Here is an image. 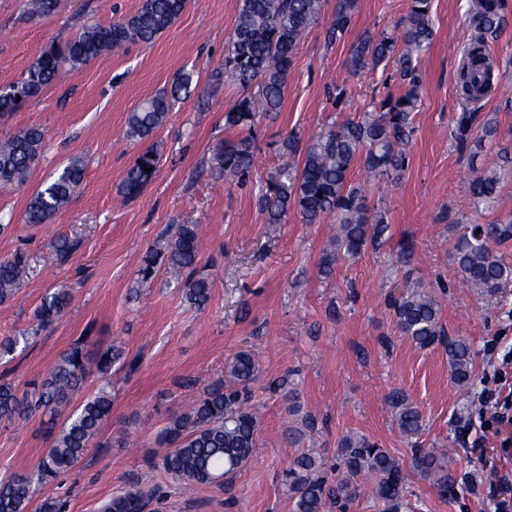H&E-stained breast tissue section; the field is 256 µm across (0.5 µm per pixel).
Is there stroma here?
<instances>
[{
    "label": "stroma",
    "mask_w": 512,
    "mask_h": 512,
    "mask_svg": "<svg viewBox=\"0 0 512 512\" xmlns=\"http://www.w3.org/2000/svg\"><path fill=\"white\" fill-rule=\"evenodd\" d=\"M143 0H66L59 13L26 14L23 0H0V85L18 80L44 49L74 37L83 25H106L135 12ZM336 0L297 51L280 112L255 129L253 174L243 186L216 172L214 148L233 139L224 114L242 95L214 68L232 34L238 0H187L177 21L153 44H130L77 67L30 106L0 116V134L31 126L44 133L42 155L26 179L0 190V261L24 251L29 271L14 301L0 304V337L28 334L13 355L0 358V382L19 386L43 377L76 339L91 349L120 345L135 370L112 372V414L99 447L51 489H38L28 512H40L46 495L64 500L66 512H99L117 491L143 476L168 493L145 512H291L283 472L306 450L335 467L343 438L362 435L407 465L408 512H496L491 483L512 479V447H502L512 426L489 424L477 432L480 395L512 396V284L490 295L457 275L452 250L460 228L512 219V163L493 207L475 211L470 179L491 159L459 148L451 131L461 110L456 90L460 51L471 34L468 0H433L434 39L419 58L422 105L414 114L409 165L396 180L371 178L355 167L370 211L389 225L385 243L366 247L323 278L317 263L336 231L335 217L303 223L296 213L266 223L257 198L270 175L288 162V139L307 146L331 125L353 118L363 104L399 95L392 66L355 74L347 60L367 34H400L407 0H358L341 41L328 44ZM193 73L190 95L177 102L149 143L125 136L127 117L145 97L166 89L180 70ZM346 96L336 101L331 86ZM162 156L143 193L122 199L118 186L144 146ZM86 163L85 178L68 206L50 222L29 224L34 193L70 159ZM176 224H194L201 237L198 274L212 283L209 303L195 309L165 268L137 286L146 256L161 252ZM74 251L59 260L57 239ZM411 246L413 260L398 253ZM417 283L441 303L448 336L467 338L473 377L450 378L443 346H417L400 336L388 305L391 295ZM69 288L68 312L36 328L35 309L55 289ZM253 353L259 375L251 402L258 414V447L234 478L232 491L184 486L160 466L156 442L169 418L182 413L206 384L222 378L239 350ZM282 381L270 390L271 381ZM402 390L422 411L420 447L444 452L456 475L455 497H441L411 467L412 450L399 433L387 396ZM315 422L302 441L289 443V427ZM47 416L20 424L0 422V478L37 467L51 444Z\"/></svg>",
    "instance_id": "obj_1"
}]
</instances>
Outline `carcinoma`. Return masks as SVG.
<instances>
[{"mask_svg":"<svg viewBox=\"0 0 512 512\" xmlns=\"http://www.w3.org/2000/svg\"><path fill=\"white\" fill-rule=\"evenodd\" d=\"M357 0H337L336 13L327 32L328 42L341 39L348 31ZM33 16H49L60 8V0H27ZM186 0H143L141 8L108 25L90 24L62 46H50L31 62L20 80L0 89V113L16 112L35 101L56 80L63 67H75L111 49L129 43L150 45L180 16ZM323 0H239L235 27L218 66L216 76L226 75L248 93L224 113V128L242 137L217 149L214 160L224 179L245 185L253 168L252 129L260 117L280 110L294 52L306 33L318 21ZM432 0H410L406 16L399 22L403 33L397 40L367 35L354 47L349 66L355 71L393 62L403 92L389 97L358 119L330 128L307 146L298 168L286 165L269 180L259 207L266 223L279 224L293 211L306 224H316L326 215L336 216L339 234L334 236L319 262L321 275L329 277L347 256H357L367 244L376 245L388 229L384 219L369 216L363 189L351 180L360 163L373 177L388 179L400 175L409 163L407 146L414 134L413 113L420 106L422 75L418 56L433 39ZM505 0H468V14L474 36L463 53L458 69L457 92L466 101L477 102L492 91L496 62L487 41L497 37L506 24ZM192 74L174 77L170 87L143 100L127 119L125 134L135 141L153 135L167 120L173 103L190 94ZM496 121L465 109L454 122L453 137L465 147L494 143ZM44 134L29 127L0 139V188L22 182L42 153ZM509 149L498 150V161L477 175L470 186L474 206L490 207L496 199L503 164ZM161 155L148 147L126 171L118 193L125 199L141 194L159 170ZM84 162L70 160L53 180L31 198L26 223L45 224L70 202L83 182ZM512 240V221L470 224L453 246V264L462 278L476 288L495 293L512 283V266L494 254L493 247ZM168 267L185 276V296L190 305L203 308L210 300L212 283L196 275L200 256L197 226L180 224L175 237L162 252ZM27 255L15 253L0 263V304L15 296L20 281L28 274ZM71 303V293L60 288L44 298L36 310L41 325L57 321ZM395 322L401 335L421 348L445 346L452 379L467 384L473 376V350L462 337H448L440 323L441 307L431 291L413 285L392 300ZM124 353L111 346L91 352L86 339L75 341L53 363L39 381L21 390L0 383V421L27 420L42 409L59 413L80 393L87 379H100L96 391L58 428L49 427L51 445L37 468L15 474L0 483V512H25L36 488L71 472L97 444L102 426L112 413V364ZM258 374L248 350L236 353L224 369V379L202 390L184 412L173 416L162 434L169 451L162 467L171 478L186 484L226 485L253 458L257 448L258 418L250 409V384ZM399 432L409 441L420 436L423 416L407 395L399 390L389 395ZM342 476L330 481L321 459L303 452L284 472L293 512H325L326 505L346 502L358 495L359 482L372 481L373 494L385 512H402L407 474L403 462L387 448L363 436L345 437L339 448ZM413 467L432 481L442 497L454 490L456 478L448 468L445 454L418 448ZM167 495L148 480L137 479L131 488L112 497L102 512H144L152 502L162 503Z\"/></svg>","mask_w":512,"mask_h":512,"instance_id":"cac0c4a2","label":"carcinoma"}]
</instances>
